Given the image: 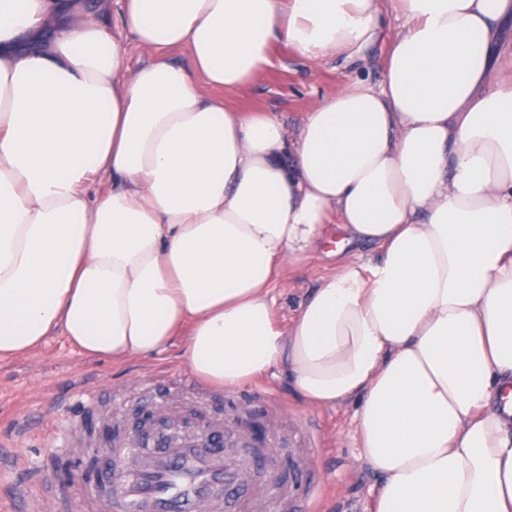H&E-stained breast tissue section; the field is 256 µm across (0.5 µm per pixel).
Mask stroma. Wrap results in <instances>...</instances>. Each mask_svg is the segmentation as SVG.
Here are the masks:
<instances>
[{
  "label": "stroma",
  "mask_w": 512,
  "mask_h": 512,
  "mask_svg": "<svg viewBox=\"0 0 512 512\" xmlns=\"http://www.w3.org/2000/svg\"><path fill=\"white\" fill-rule=\"evenodd\" d=\"M386 52V43H379L367 51L363 64L351 69L335 58L308 61L292 47L279 43L274 47L273 66L241 91L224 93V105L233 111L275 113L293 129L304 112L322 98L343 90L352 77L381 84ZM334 269V259L326 257L312 259L301 267L284 268L272 286L278 322L287 323L320 279ZM157 368L189 373L181 340H174L161 353L115 361L106 356H86L64 336L54 334L30 353L0 362V435H11L32 425L23 463L28 466L40 462L53 453L52 430L69 417L72 397L81 392L102 394L110 388L122 394L112 404V424L123 431L135 430L136 414L145 405L161 411L166 420L193 416L204 423L222 414L228 433L235 432L239 419L247 416L263 425L275 419L291 428L308 427L313 431L309 453L316 468L314 477L322 485L320 512H369L380 480L358 460L356 404L306 407L283 369L257 381V388L269 392L272 399L255 405L227 399L216 402L173 382L143 388L142 380Z\"/></svg>",
  "instance_id": "stroma-1"
}]
</instances>
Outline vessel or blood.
<instances>
[{"label":"vessel or blood","mask_w":512,"mask_h":512,"mask_svg":"<svg viewBox=\"0 0 512 512\" xmlns=\"http://www.w3.org/2000/svg\"><path fill=\"white\" fill-rule=\"evenodd\" d=\"M67 437L73 465L83 474L81 492L69 493L36 469L15 487L25 512H223L229 499L238 500L239 512H316L318 491L295 496L277 476L254 486L251 464L212 448V431L194 424L142 460L132 457L130 440L121 436L93 447L79 415L68 420Z\"/></svg>","instance_id":"vessel-or-blood-1"}]
</instances>
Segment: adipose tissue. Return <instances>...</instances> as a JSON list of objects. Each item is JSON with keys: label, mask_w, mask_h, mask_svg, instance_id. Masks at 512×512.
Segmentation results:
<instances>
[{"label": "adipose tissue", "mask_w": 512, "mask_h": 512, "mask_svg": "<svg viewBox=\"0 0 512 512\" xmlns=\"http://www.w3.org/2000/svg\"><path fill=\"white\" fill-rule=\"evenodd\" d=\"M392 7L393 36L381 0H0V361L57 331L115 360L180 336L215 385L284 368L309 406L357 401L371 512H512V0ZM113 8L157 59L129 69ZM281 41L349 65L387 42L385 79L294 134L201 92ZM332 224L374 255L278 324L275 276Z\"/></svg>", "instance_id": "obj_1"}]
</instances>
